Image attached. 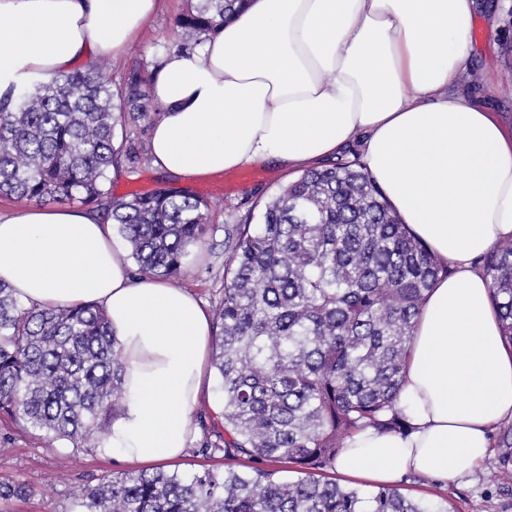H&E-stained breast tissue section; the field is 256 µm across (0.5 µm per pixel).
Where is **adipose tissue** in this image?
I'll return each mask as SVG.
<instances>
[{
    "mask_svg": "<svg viewBox=\"0 0 512 512\" xmlns=\"http://www.w3.org/2000/svg\"><path fill=\"white\" fill-rule=\"evenodd\" d=\"M161 0H0V88L119 60ZM487 0H248L194 54L164 55L151 164L190 181L247 164L296 173L355 149L410 231L451 268L420 311L397 406L408 432L364 429L337 471L392 485L463 483L512 421V347L478 261L512 239V133L463 91ZM112 224L83 209L0 214V280L24 303L102 307L125 401L101 449L182 456L211 386L208 310L133 276Z\"/></svg>",
    "mask_w": 512,
    "mask_h": 512,
    "instance_id": "1",
    "label": "adipose tissue"
}]
</instances>
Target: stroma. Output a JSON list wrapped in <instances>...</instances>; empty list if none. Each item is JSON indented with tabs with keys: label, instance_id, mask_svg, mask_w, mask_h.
<instances>
[{
	"label": "stroma",
	"instance_id": "35a3bbf8",
	"mask_svg": "<svg viewBox=\"0 0 512 512\" xmlns=\"http://www.w3.org/2000/svg\"><path fill=\"white\" fill-rule=\"evenodd\" d=\"M494 4L493 22L481 16L475 21L471 75L478 83L479 100L512 130V0H494ZM187 6V0H164L162 10L145 23L123 58L112 64L113 87L123 86L131 68L150 70L161 56L184 43L174 21ZM261 170L263 179L244 185L226 182L221 173L184 183L159 174L148 163L132 176L125 167L111 168L108 179L117 198L133 191L182 187L221 200V207L211 215L206 244L191 256V275L179 282L212 310L223 296L225 225L242 223L248 211L263 205L286 182L282 172L270 165H262ZM500 454V449H493L468 484L443 485L409 475L401 481V491L408 498L438 504L441 512H512V490L502 487L496 477ZM130 468L119 455L97 452L91 443L76 446L52 439L0 415V480L24 481L32 488L27 498L8 503L9 512H80L78 494L85 485Z\"/></svg>",
	"mask_w": 512,
	"mask_h": 512
}]
</instances>
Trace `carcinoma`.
Instances as JSON below:
<instances>
[{"label": "carcinoma", "mask_w": 512, "mask_h": 512, "mask_svg": "<svg viewBox=\"0 0 512 512\" xmlns=\"http://www.w3.org/2000/svg\"><path fill=\"white\" fill-rule=\"evenodd\" d=\"M244 0H194L175 26L202 45ZM146 76L112 90L104 64L0 91V196L109 211L142 274L178 278L209 230L212 202L178 189L116 198L110 168L141 156L117 128L146 122ZM512 345V240L479 259ZM450 267L409 232L358 160L306 169L258 216L224 225L214 310L223 431L199 453L245 471H128L88 486L82 512H436L397 487L372 494L323 476L371 427L410 429L395 407L414 323ZM105 311L24 305L0 282V412L55 439H104L123 408V364ZM294 472L297 477L285 476ZM27 483L0 481V504Z\"/></svg>", "instance_id": "obj_1"}]
</instances>
